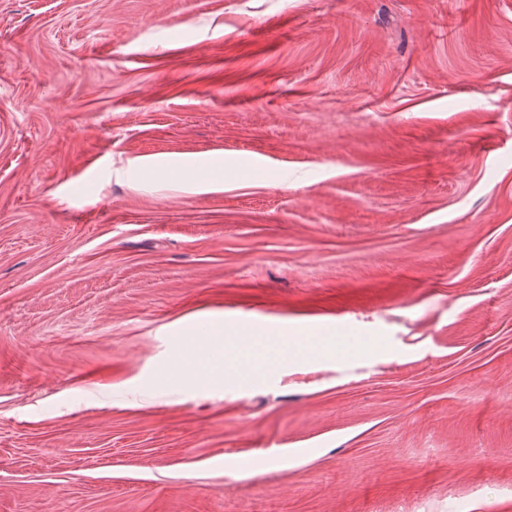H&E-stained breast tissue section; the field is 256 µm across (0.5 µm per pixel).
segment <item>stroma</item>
Here are the masks:
<instances>
[{"instance_id": "35a3bbf8", "label": "stroma", "mask_w": 512, "mask_h": 512, "mask_svg": "<svg viewBox=\"0 0 512 512\" xmlns=\"http://www.w3.org/2000/svg\"><path fill=\"white\" fill-rule=\"evenodd\" d=\"M0 512H512V0H0ZM181 179L195 192L220 190L224 188V165L217 162L203 171H187ZM222 334L214 333L209 338L198 339L193 346L188 350V357L185 360L184 371L190 379H195L199 374L210 375L201 367V362L204 357H208L217 365L212 370V375L231 378L233 375L234 364L232 361L228 362L227 354L229 351L234 350L237 346L227 336L224 341L216 336H223ZM221 368V369H220Z\"/></svg>"}]
</instances>
